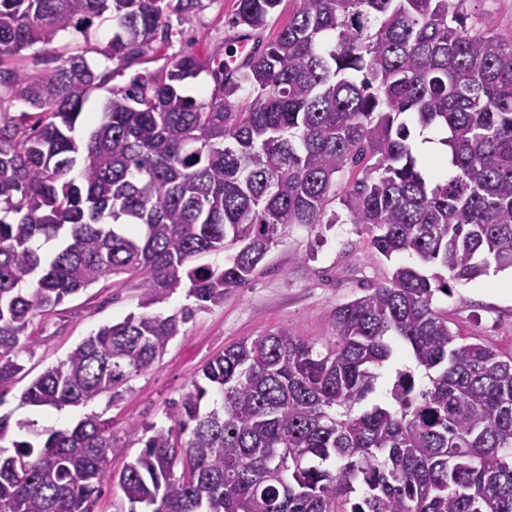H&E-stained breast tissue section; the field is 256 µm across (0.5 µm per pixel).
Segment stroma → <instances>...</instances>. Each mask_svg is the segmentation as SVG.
I'll use <instances>...</instances> for the list:
<instances>
[{
  "label": "stroma",
  "instance_id": "stroma-1",
  "mask_svg": "<svg viewBox=\"0 0 512 512\" xmlns=\"http://www.w3.org/2000/svg\"><path fill=\"white\" fill-rule=\"evenodd\" d=\"M235 10L236 0H200L191 22L174 26L168 41L156 43L152 51L134 60L109 61L113 85L168 69L172 59L182 54L223 55L239 34L228 23ZM392 268V262L371 248L369 234L360 225L293 226L270 249L247 287L227 295L221 305L194 311L153 368L131 377L116 402L100 398L60 410L25 404L24 390L48 366L64 360L100 326L140 313L138 281L124 274L107 277L35 320L34 343L21 357L24 371L0 394V415H10L15 422L32 421L40 428L65 429L84 415L100 414L112 423L110 466L121 471L141 449L140 442L128 435V425H167L168 408L224 347L285 328L325 350L333 341L336 306L383 282ZM434 304L447 310L450 326L465 341L512 354V296L488 291L485 277L455 284L451 295H436Z\"/></svg>",
  "mask_w": 512,
  "mask_h": 512
}]
</instances>
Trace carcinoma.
<instances>
[{"instance_id":"cac0c4a2","label":"carcinoma","mask_w":512,"mask_h":512,"mask_svg":"<svg viewBox=\"0 0 512 512\" xmlns=\"http://www.w3.org/2000/svg\"><path fill=\"white\" fill-rule=\"evenodd\" d=\"M199 2L0 0V88L20 105L0 107V390L24 370L32 321L67 297L118 274L143 280V308L186 289L195 308L103 325L22 394L56 409L116 401L193 310L224 303L336 202L380 255L416 263L336 307L324 353L286 329L225 347L172 425H128L142 449L118 473L97 413L36 442L0 415V512H91L112 482L130 512H512V355L459 342L434 304L512 268V28L470 22L471 0H299L244 55L184 54L107 87L112 70L87 54L141 56ZM281 2L237 0L231 24L262 32ZM96 19L112 21L105 48L41 57ZM28 50L45 67L22 75ZM203 72L215 90L197 100L184 85ZM101 89L81 146L75 124ZM412 126L448 132V176L423 175ZM216 252L224 268L198 263ZM401 349L415 366L365 406Z\"/></svg>"}]
</instances>
